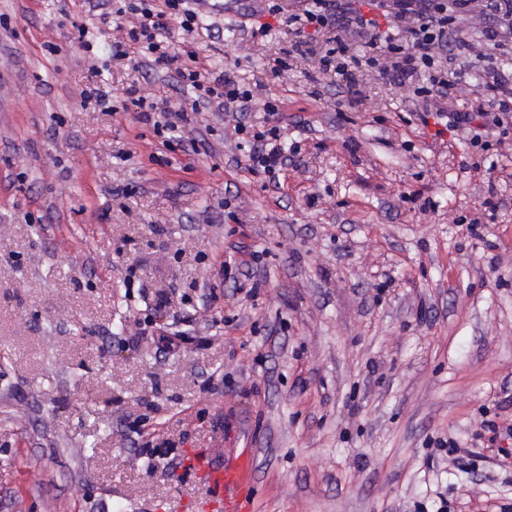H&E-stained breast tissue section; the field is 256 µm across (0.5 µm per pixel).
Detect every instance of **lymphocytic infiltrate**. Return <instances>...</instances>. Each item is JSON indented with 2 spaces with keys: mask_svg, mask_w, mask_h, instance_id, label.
<instances>
[{
  "mask_svg": "<svg viewBox=\"0 0 512 512\" xmlns=\"http://www.w3.org/2000/svg\"><path fill=\"white\" fill-rule=\"evenodd\" d=\"M356 0H306L299 13L285 14L279 0H267L271 15H286L289 25L301 27L292 54L306 57L310 53L305 28L334 31V47L318 60V69L334 74L342 88L343 103L357 104L362 99L356 71L368 67L380 76L412 87L420 101L424 116L446 120L453 130L498 128L501 134L512 131V80H506L499 70L488 69L481 81V96L475 107L464 112L447 109L448 99L458 89L461 78L473 60L489 59L492 50L501 45L505 31H512V0H486L489 10L496 12L498 23L486 28L481 38H473L461 25V16L470 12L473 0H393L394 20L408 22L410 38L406 43L383 41L376 19L366 17L355 6ZM124 13L137 19L136 25L125 32L123 39L112 45L114 56L127 53L128 44H135L154 58L156 65L171 71L177 85L192 92L189 108H172L169 101L150 102L138 96L135 88L125 92L127 101L135 106L144 124L150 125L156 137L169 150L184 149L178 133L188 110L211 104L223 108L233 118L234 134H244L245 128L236 116L251 105L249 91L238 87L230 75H213L204 65H183L180 50L169 39L171 28L191 36L198 31V16L189 8L188 0H126ZM357 32L370 37V51L356 58L348 53L346 37ZM452 50L456 68H438L441 51ZM253 146L247 156L246 168L254 174L263 173L277 179L286 165L285 147L281 144V128L274 125L253 134Z\"/></svg>",
  "mask_w": 512,
  "mask_h": 512,
  "instance_id": "obj_1",
  "label": "lymphocytic infiltrate"
}]
</instances>
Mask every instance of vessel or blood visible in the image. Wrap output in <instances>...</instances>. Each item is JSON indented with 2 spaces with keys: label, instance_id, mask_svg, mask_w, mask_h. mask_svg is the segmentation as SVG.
Returning a JSON list of instances; mask_svg holds the SVG:
<instances>
[{
  "label": "vessel or blood",
  "instance_id": "1",
  "mask_svg": "<svg viewBox=\"0 0 512 512\" xmlns=\"http://www.w3.org/2000/svg\"><path fill=\"white\" fill-rule=\"evenodd\" d=\"M184 469L198 476L207 489L202 505L204 512H243L244 499L255 477L254 454L243 449L233 463L221 464L209 453L188 454Z\"/></svg>",
  "mask_w": 512,
  "mask_h": 512
}]
</instances>
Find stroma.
Returning a JSON list of instances; mask_svg holds the SVG:
<instances>
[{"label":"stroma","mask_w":512,"mask_h":512,"mask_svg":"<svg viewBox=\"0 0 512 512\" xmlns=\"http://www.w3.org/2000/svg\"><path fill=\"white\" fill-rule=\"evenodd\" d=\"M213 4L192 46L250 90L243 124L283 100L281 188L217 108L190 155L120 111L185 94L112 57L119 0H0V512H198L169 461L208 448L254 450L248 512H512V435L485 426L512 427V133L421 125L365 69L337 111L308 76L332 31L287 59L288 25ZM238 243L256 263L203 298Z\"/></svg>","instance_id":"obj_1"}]
</instances>
